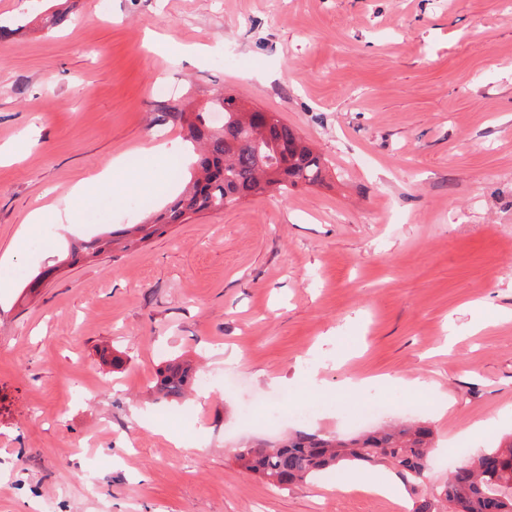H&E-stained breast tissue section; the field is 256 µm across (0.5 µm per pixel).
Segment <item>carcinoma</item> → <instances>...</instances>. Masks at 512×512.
Here are the masks:
<instances>
[{
	"instance_id": "carcinoma-1",
	"label": "carcinoma",
	"mask_w": 512,
	"mask_h": 512,
	"mask_svg": "<svg viewBox=\"0 0 512 512\" xmlns=\"http://www.w3.org/2000/svg\"><path fill=\"white\" fill-rule=\"evenodd\" d=\"M216 111L224 114V124L218 128L211 122ZM155 120L179 126L184 141L200 149L197 174L190 178L184 196L155 220L124 231L139 235L141 241L163 233L166 224L183 223L191 213L261 197L263 180L281 194L299 185L325 182L326 166L304 139L276 115L249 107L228 91L219 92L197 112L164 104ZM112 237L105 233L79 246L72 244L67 256L74 264L88 261L109 250ZM191 380L190 364L172 362L159 370L155 389L165 397L181 398ZM434 448L428 422L404 420L347 439L299 431L276 446L245 448L237 460L246 471L279 486L356 465L390 467L416 486L426 478ZM412 512H512V436L455 466L438 495L417 498Z\"/></svg>"
}]
</instances>
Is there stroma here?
<instances>
[{
    "mask_svg": "<svg viewBox=\"0 0 512 512\" xmlns=\"http://www.w3.org/2000/svg\"><path fill=\"white\" fill-rule=\"evenodd\" d=\"M69 3L48 28L41 0H0L19 29L0 41V257L29 211L112 158L137 157L141 183L13 254L0 512H410L447 482L446 458L512 433V0ZM164 82L195 110L226 90L276 113L329 184L59 264L183 190L181 132L153 121ZM176 357L208 380L178 404L150 392ZM368 400L433 427L416 491L384 466L369 473L394 480L388 496L345 475L277 487L235 460L298 430L376 427L348 421Z\"/></svg>",
    "mask_w": 512,
    "mask_h": 512,
    "instance_id": "obj_1",
    "label": "stroma"
}]
</instances>
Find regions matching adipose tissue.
<instances>
[{"instance_id":"ef3b65f1","label":"adipose tissue","mask_w":512,"mask_h":512,"mask_svg":"<svg viewBox=\"0 0 512 512\" xmlns=\"http://www.w3.org/2000/svg\"><path fill=\"white\" fill-rule=\"evenodd\" d=\"M130 181L122 161L106 164L99 173L79 181L66 198L54 205L33 210L20 229L17 250L25 251L29 240L38 234L42 226L80 225L83 212L93 208L99 196L123 188Z\"/></svg>"}]
</instances>
